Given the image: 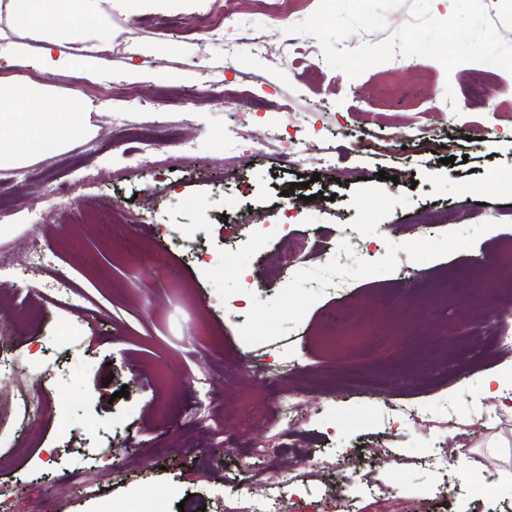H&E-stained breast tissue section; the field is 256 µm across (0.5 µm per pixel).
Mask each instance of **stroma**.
<instances>
[{
  "mask_svg": "<svg viewBox=\"0 0 512 512\" xmlns=\"http://www.w3.org/2000/svg\"><path fill=\"white\" fill-rule=\"evenodd\" d=\"M209 4L104 0L111 50L71 44L95 79L47 78L91 103L95 135L33 167L0 170L12 194L0 212L11 227L0 237V348L16 364L0 378V490L13 512L46 497L55 512H179L186 495L216 512L231 495L229 473L240 493L266 497L251 483L248 444L269 438L267 417L281 409L292 422L283 471L328 454L319 481L291 486L294 497L340 484L359 466L370 487L343 494L362 512L384 500L410 512H512L503 483L512 413L490 411L483 395L488 379L512 383V355L500 353L490 324L472 322L461 297L499 273L512 243V73L479 62L448 73L398 55L352 79L327 64L312 36H301L302 54L281 46L283 24L306 20L319 0H233L217 40L199 28ZM247 32L257 44H241ZM39 44L0 7V49L15 60L0 79L37 80L21 60ZM243 85L251 101L220 100ZM130 129L163 137L134 151ZM233 130L243 136L228 153ZM282 137L305 149L302 165L283 168ZM229 166L236 181L224 179ZM33 170L63 176L70 194L48 199L30 183ZM303 175L309 187L299 186ZM299 236L317 242L316 253L282 267ZM34 238L45 265L86 301L59 306L28 272ZM443 288L452 295L430 323L392 314L384 299L391 292L422 306ZM340 314L376 336L405 328L432 338L437 369L393 342L346 379V349L324 338ZM282 352L299 368L278 381L288 395L281 405L246 367ZM52 362L64 379L42 380ZM165 364L179 374L162 386L153 373ZM203 385L216 397L214 420L245 447L196 452L206 436L185 413ZM33 391L42 410L22 418L19 398ZM416 400L426 418L391 410ZM499 438L508 447L491 448ZM443 450L449 470L421 467ZM78 469L91 470L103 496L56 483Z\"/></svg>",
  "mask_w": 512,
  "mask_h": 512,
  "instance_id": "35a3bbf8",
  "label": "stroma"
}]
</instances>
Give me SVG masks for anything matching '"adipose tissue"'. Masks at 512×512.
<instances>
[{
	"label": "adipose tissue",
	"mask_w": 512,
	"mask_h": 512,
	"mask_svg": "<svg viewBox=\"0 0 512 512\" xmlns=\"http://www.w3.org/2000/svg\"><path fill=\"white\" fill-rule=\"evenodd\" d=\"M16 21L37 30L43 42L26 65L39 73L83 68L82 58L62 49L71 31L103 41L100 0H7ZM87 102L29 81L0 80V170L23 168L95 134Z\"/></svg>",
	"instance_id": "ef3b65f1"
}]
</instances>
